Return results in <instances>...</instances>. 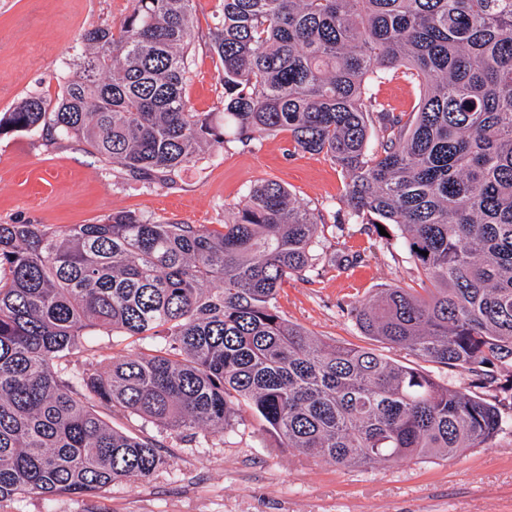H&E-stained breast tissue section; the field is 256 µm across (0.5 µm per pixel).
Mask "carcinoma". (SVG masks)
<instances>
[{"mask_svg": "<svg viewBox=\"0 0 512 512\" xmlns=\"http://www.w3.org/2000/svg\"><path fill=\"white\" fill-rule=\"evenodd\" d=\"M129 2L83 32L55 103L28 95L0 135L46 131L167 184L288 132L345 171L347 223L395 225L421 275L351 306L357 325L469 383L288 321L280 292L316 269L325 225L279 182L251 185L222 231L134 212L0 224V500L151 479L160 446L113 428L117 407L187 434L248 410L275 447L343 468L490 446L506 420L479 390L512 391V0H219L222 107L205 114L186 95L195 0ZM398 70L423 90L407 118L375 93ZM97 330L134 351L100 369Z\"/></svg>", "mask_w": 512, "mask_h": 512, "instance_id": "carcinoma-1", "label": "carcinoma"}]
</instances>
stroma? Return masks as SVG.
<instances>
[{
  "label": "stroma",
  "mask_w": 512,
  "mask_h": 512,
  "mask_svg": "<svg viewBox=\"0 0 512 512\" xmlns=\"http://www.w3.org/2000/svg\"><path fill=\"white\" fill-rule=\"evenodd\" d=\"M128 0H0V112L27 94L56 98L67 66L81 50L87 29L119 20ZM191 106L214 112L222 88L204 34L217 0H197ZM274 180L296 200L319 209L326 224L319 247L327 256L358 253L362 263L346 271L326 266L292 280L279 302L288 320L330 343L379 347L407 366L421 367L459 388L463 374L425 364L406 351L377 346L346 304L383 288L417 287L419 277L395 248L397 230L368 233L344 223L339 199L347 178L329 157L295 150L288 133L250 144L233 142L184 170L176 185L144 183L120 165L98 161L85 146L45 133L0 136V224H40L61 231L95 224L108 215L134 211L158 222H186L220 229L225 210L241 206L248 188ZM113 426L151 437L165 463L142 483L117 481L103 492L73 497L22 494L0 501V512H512V427L488 448L422 462L339 468L289 450L268 447L250 422L230 433H184L113 410Z\"/></svg>",
  "instance_id": "obj_1"
}]
</instances>
